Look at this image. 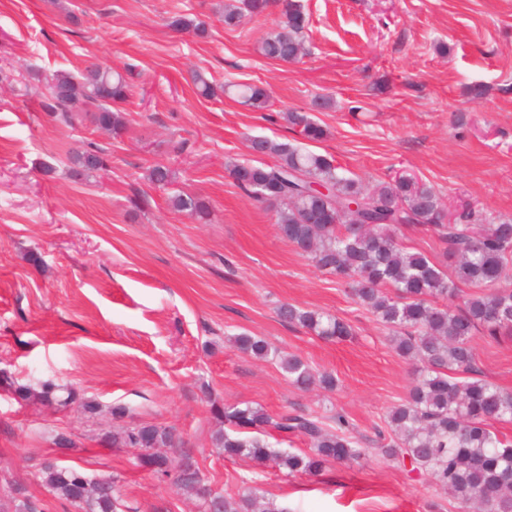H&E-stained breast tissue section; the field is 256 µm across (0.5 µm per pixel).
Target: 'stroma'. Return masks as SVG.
<instances>
[{
	"label": "stroma",
	"instance_id": "obj_1",
	"mask_svg": "<svg viewBox=\"0 0 512 512\" xmlns=\"http://www.w3.org/2000/svg\"><path fill=\"white\" fill-rule=\"evenodd\" d=\"M299 2L308 52L287 64L258 51L279 28L276 5L228 29L224 0H0V61L27 79L23 89L0 83V369L97 405L59 412L0 390V479L50 512L73 509L37 484L48 461L115 477L135 512H198L173 479L140 467L135 449L108 442L118 406L174 428L182 444L169 456H190L213 491L254 486L281 512H474L379 452L411 362L348 284L280 236L277 205L248 198L227 166L261 164L251 137L300 142L282 118L300 110L326 131L309 150L366 185L410 175L449 208L512 215V0ZM176 16L205 21L206 33L173 29ZM100 62L130 84L118 138L83 112L58 126L40 106L43 74ZM194 70L217 85L257 84L268 105L201 96ZM472 85L483 98L467 95ZM89 141L106 167L85 178L68 156ZM158 164L174 171L171 184L148 180ZM178 192L205 198L209 217L175 210ZM284 303L335 315L352 335L327 340L288 324ZM243 333L331 374L335 389L294 387L275 361L233 346ZM473 345L480 378L512 391V339ZM215 400L343 415L363 454L293 476L225 457L213 446ZM62 435L74 447H58Z\"/></svg>",
	"mask_w": 512,
	"mask_h": 512
}]
</instances>
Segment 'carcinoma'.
<instances>
[{"mask_svg": "<svg viewBox=\"0 0 512 512\" xmlns=\"http://www.w3.org/2000/svg\"><path fill=\"white\" fill-rule=\"evenodd\" d=\"M281 2L280 29L261 43L259 52L288 63L306 54L308 21L295 0ZM270 6L271 0H227L222 22L233 29L248 17L263 15ZM191 79L200 95L216 96L217 89L204 73L195 71ZM43 82L45 108L57 121L72 123L73 109L81 103L96 126L116 137L123 134L124 120L112 105L128 98L129 83L112 66L94 64L79 76L56 71L44 76ZM223 92L254 108L266 107L267 95L256 85H226ZM282 118L306 141L326 136L323 126L304 112L290 110ZM250 147L275 162L234 165L230 176L237 186L256 201L282 204L277 222L281 236L319 270L351 279L357 302L393 332L395 351L416 364L407 396L387 414L396 438L382 446V455L403 466L411 460L409 472L431 478L458 500L478 502L479 512H512V438L491 430L493 421H512V392L475 377L472 345L481 332L495 339L512 336V217L468 206L447 222V204L432 187L414 178L367 188L340 174L329 157L301 146L257 137L250 140ZM73 161L77 172L86 177L105 164L102 149L91 143L76 152ZM351 203L356 210L347 208ZM171 204L201 219L209 216V206L191 194L179 193ZM404 225L431 232L448 258L449 269L408 250L398 236ZM279 316L321 337L350 335L348 324L325 312L284 304ZM233 342L242 352L275 358L294 386L302 389L310 384L311 369L299 357L273 353L256 336L239 335ZM458 372L467 377H456ZM0 382L17 401L38 400L61 410L77 403L73 389L53 383L19 384L5 370H0ZM79 407L96 409L92 402ZM211 409L218 421L229 426L214 436L215 446L224 449L225 455L270 461L289 475H313L328 462H346L361 454L340 417L333 428L311 413L286 410L272 416L257 406L220 405L214 399ZM271 430L284 441L292 436L306 438L311 452L270 447L265 436ZM112 446L136 449L138 464L159 479L175 472L176 481L199 499L201 512H276L272 505L261 504L251 487L236 499L205 494L207 477L198 467L175 469L172 460L159 452L175 447L169 428L132 421L112 434ZM41 480L52 496L67 501L74 512H130L110 476L48 463L41 469ZM0 512L48 509L9 481Z\"/></svg>", "mask_w": 512, "mask_h": 512, "instance_id": "obj_1", "label": "carcinoma"}]
</instances>
